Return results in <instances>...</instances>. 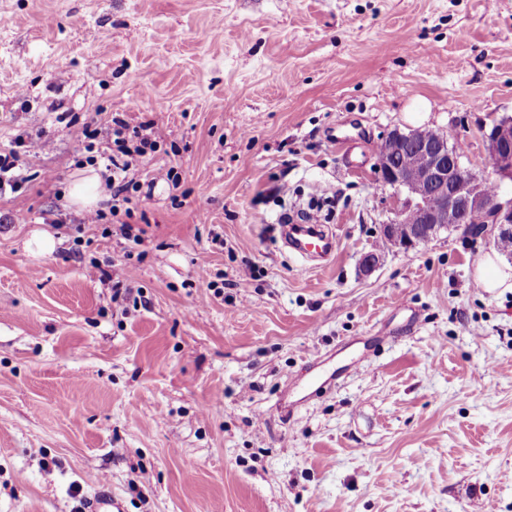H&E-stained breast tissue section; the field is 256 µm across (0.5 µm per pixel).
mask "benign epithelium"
I'll return each instance as SVG.
<instances>
[{
	"label": "benign epithelium",
	"mask_w": 512,
	"mask_h": 512,
	"mask_svg": "<svg viewBox=\"0 0 512 512\" xmlns=\"http://www.w3.org/2000/svg\"><path fill=\"white\" fill-rule=\"evenodd\" d=\"M483 137L491 158L487 176L464 166L448 135L436 129L427 135L416 128L387 133L385 139L409 154L401 159L376 157L381 182L405 194L394 216L382 226L390 246L425 245L449 229L473 237L491 234L496 243L512 236V198L488 191L492 183L512 182V116L493 121Z\"/></svg>",
	"instance_id": "benign-epithelium-1"
}]
</instances>
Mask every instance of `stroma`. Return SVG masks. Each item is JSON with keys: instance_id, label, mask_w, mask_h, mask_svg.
<instances>
[{"instance_id": "obj_1", "label": "stroma", "mask_w": 512, "mask_h": 512, "mask_svg": "<svg viewBox=\"0 0 512 512\" xmlns=\"http://www.w3.org/2000/svg\"><path fill=\"white\" fill-rule=\"evenodd\" d=\"M425 104L487 174L512 0H0V152L53 142L0 195V512H77L97 479L125 512H512V289L475 277L496 247L379 237L401 196L376 145ZM116 113L161 136L141 179L180 175L134 198L137 243L68 200V120ZM289 212L335 231L327 260L282 246Z\"/></svg>"}]
</instances>
